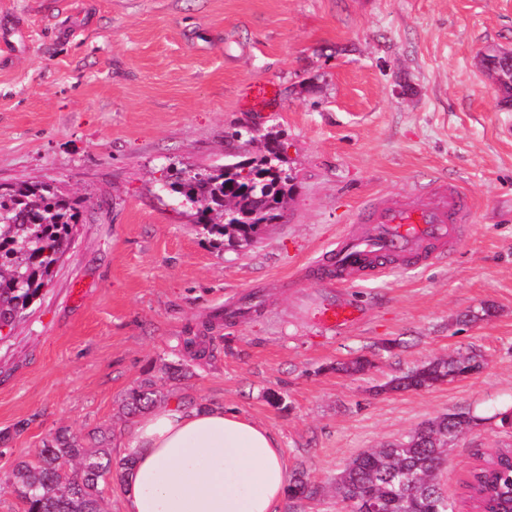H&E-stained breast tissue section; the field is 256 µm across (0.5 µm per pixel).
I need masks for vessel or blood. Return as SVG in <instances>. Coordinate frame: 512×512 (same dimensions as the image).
Instances as JSON below:
<instances>
[{"mask_svg": "<svg viewBox=\"0 0 512 512\" xmlns=\"http://www.w3.org/2000/svg\"><path fill=\"white\" fill-rule=\"evenodd\" d=\"M356 219L369 229L366 234H347L337 240L333 263L340 284L379 276L388 258H446L456 243L459 225L472 221L473 209L457 183L443 181L400 197L372 198ZM315 319L323 329L335 332L357 325L361 310L347 300L330 298L318 306Z\"/></svg>", "mask_w": 512, "mask_h": 512, "instance_id": "obj_1", "label": "vessel or blood"}]
</instances>
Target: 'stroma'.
<instances>
[{"instance_id":"obj_1","label":"stroma","mask_w":512,"mask_h":512,"mask_svg":"<svg viewBox=\"0 0 512 512\" xmlns=\"http://www.w3.org/2000/svg\"><path fill=\"white\" fill-rule=\"evenodd\" d=\"M491 49L512 50V0H0V185L83 201L50 285L0 341V512H25L13 469L58 429L110 426L120 456L122 400L144 380L270 430L311 489L278 512H343L351 460L475 417L439 474L469 512L468 469L512 448V107L479 66ZM246 127L280 132L295 191L233 249L161 186L223 164L226 132ZM440 176L474 206L453 252L339 288L364 318L322 333L312 266L360 201ZM188 336L205 356L162 379ZM471 353L475 374L386 388Z\"/></svg>"}]
</instances>
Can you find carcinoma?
<instances>
[{"label": "carcinoma", "instance_id": "obj_1", "mask_svg": "<svg viewBox=\"0 0 512 512\" xmlns=\"http://www.w3.org/2000/svg\"><path fill=\"white\" fill-rule=\"evenodd\" d=\"M499 84L512 94V54L499 61ZM234 152L211 170H179L164 184L177 202L195 206L196 223L219 243L250 246L266 226L283 218L293 191V178L283 174L281 156L268 144L278 135L253 129L228 135ZM262 143L245 161L237 150ZM249 165L255 178L242 176ZM82 202L45 182L17 184L0 193V325L13 326L52 279L54 267L70 250ZM461 368L454 358L423 364L390 381L392 390L423 389L448 380ZM164 395L148 380L130 387L123 414L156 407ZM448 439V417L425 423L407 439L373 448L351 461L336 478L342 499L369 498L379 512H455L437 475L443 466L442 446ZM112 431L96 427L79 436L60 429L43 442L32 460L19 461L11 491L26 512H105L104 492L114 475L125 477L130 460L112 457Z\"/></svg>", "mask_w": 512, "mask_h": 512}]
</instances>
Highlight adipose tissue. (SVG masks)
I'll return each instance as SVG.
<instances>
[{
	"instance_id": "obj_1",
	"label": "adipose tissue",
	"mask_w": 512,
	"mask_h": 512,
	"mask_svg": "<svg viewBox=\"0 0 512 512\" xmlns=\"http://www.w3.org/2000/svg\"><path fill=\"white\" fill-rule=\"evenodd\" d=\"M122 448L133 462L124 512H277L287 493L278 439L220 405L152 409Z\"/></svg>"
}]
</instances>
